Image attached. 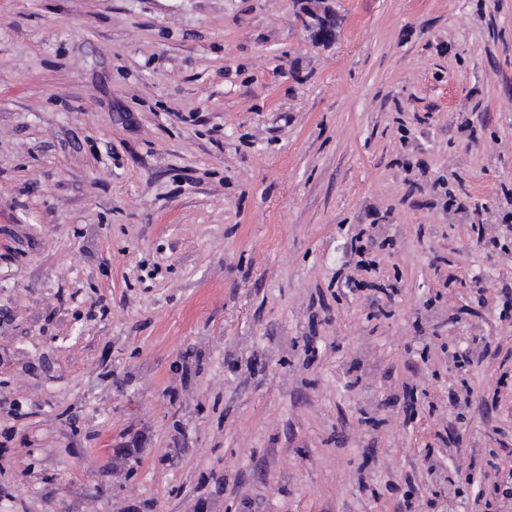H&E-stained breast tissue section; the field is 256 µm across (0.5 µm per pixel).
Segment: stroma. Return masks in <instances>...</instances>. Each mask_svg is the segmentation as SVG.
Listing matches in <instances>:
<instances>
[{"label":"stroma","mask_w":512,"mask_h":512,"mask_svg":"<svg viewBox=\"0 0 512 512\" xmlns=\"http://www.w3.org/2000/svg\"><path fill=\"white\" fill-rule=\"evenodd\" d=\"M334 8L0 0V512H512V0ZM331 0H303L306 4L305 13L314 21L312 28L321 39L332 37L334 32L332 14L335 9L329 5Z\"/></svg>","instance_id":"obj_1"}]
</instances>
